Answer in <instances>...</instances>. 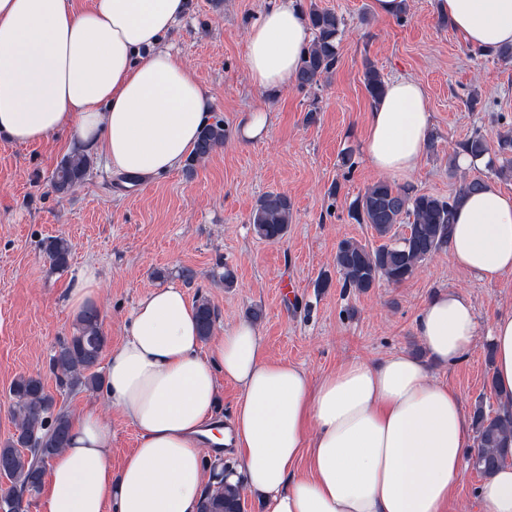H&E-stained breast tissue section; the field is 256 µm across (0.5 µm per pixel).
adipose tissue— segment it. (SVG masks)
Masks as SVG:
<instances>
[{
  "label": "adipose tissue",
  "instance_id": "1",
  "mask_svg": "<svg viewBox=\"0 0 512 512\" xmlns=\"http://www.w3.org/2000/svg\"><path fill=\"white\" fill-rule=\"evenodd\" d=\"M471 46L512 44V0H436ZM185 0H0V135L18 144L70 132L119 174L153 178L178 169L209 122L213 94L165 40ZM311 30L299 0H269L248 28L245 64L263 90L288 88ZM432 129L421 84L387 83L369 117L364 156L376 172L408 176ZM448 258L485 282L512 273V195L491 181L465 196ZM107 358L103 397L137 431L120 467L112 427L96 407L70 424L51 461L44 512H197L221 475L263 512H446L464 477L473 430L459 394L433 368L471 349V301L448 290L416 321L426 351L355 359L312 378L265 355L258 329L240 321L202 351L196 311L182 288L142 297ZM493 379L512 400V311L490 326ZM241 396L221 443L235 463L206 465L199 436L212 422L220 380ZM483 512H512V465L481 484Z\"/></svg>",
  "mask_w": 512,
  "mask_h": 512
}]
</instances>
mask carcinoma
<instances>
[{"instance_id": "1", "label": "carcinoma", "mask_w": 512, "mask_h": 512, "mask_svg": "<svg viewBox=\"0 0 512 512\" xmlns=\"http://www.w3.org/2000/svg\"><path fill=\"white\" fill-rule=\"evenodd\" d=\"M308 19L314 38L300 57L295 85L301 90L318 85L335 69L336 43L343 27V19L330 10L313 7ZM364 85L374 101L385 91L383 76L370 62L365 64ZM226 136L223 122L206 125L185 163V171L192 173L198 163L224 145ZM457 149L479 159L487 153L488 145L476 131L457 144ZM90 167L91 159L84 154L64 158L53 177L54 192H71L84 180ZM482 186V179L472 178L448 197L419 193L411 186H397L386 180L368 186L354 201L351 216L360 224L371 225L385 243L375 249L350 239L338 244L334 263L342 287L366 292L380 280L399 284L411 278L426 260L447 249L456 205ZM291 216L288 196L267 192L252 210L249 223L258 238L274 242L287 234ZM400 224L411 227L410 237L396 235L395 228ZM43 254L53 269H66L71 256L69 240L63 236L47 239ZM196 317L199 336L206 341L213 335L217 313L209 301L201 299L196 304ZM107 342L99 310H87L49 360V371L58 386L75 393L100 390L104 376L99 366ZM10 393L15 433L0 445V472L9 481L0 490V512H29L31 499L42 485L45 465L68 445L70 416L57 405L39 375L18 376ZM471 421L475 447L469 463L478 474L487 477L512 462V404L504 402L491 412L478 403L472 410ZM198 512H242L241 488L222 481L208 487Z\"/></svg>"}]
</instances>
